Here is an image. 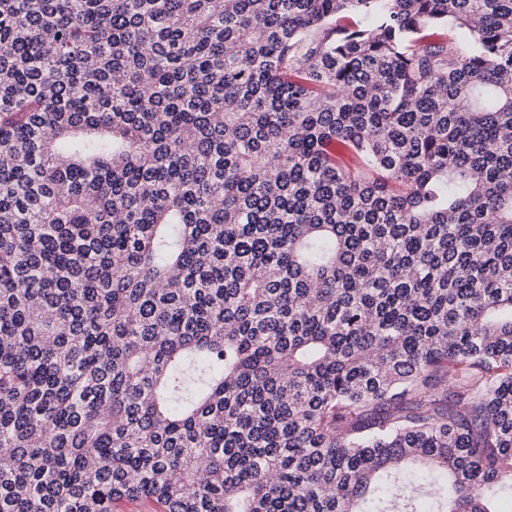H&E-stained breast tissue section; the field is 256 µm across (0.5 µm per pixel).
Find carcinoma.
<instances>
[{
	"instance_id": "cac0c4a2",
	"label": "carcinoma",
	"mask_w": 512,
	"mask_h": 512,
	"mask_svg": "<svg viewBox=\"0 0 512 512\" xmlns=\"http://www.w3.org/2000/svg\"><path fill=\"white\" fill-rule=\"evenodd\" d=\"M512 512V0H0V512Z\"/></svg>"
}]
</instances>
